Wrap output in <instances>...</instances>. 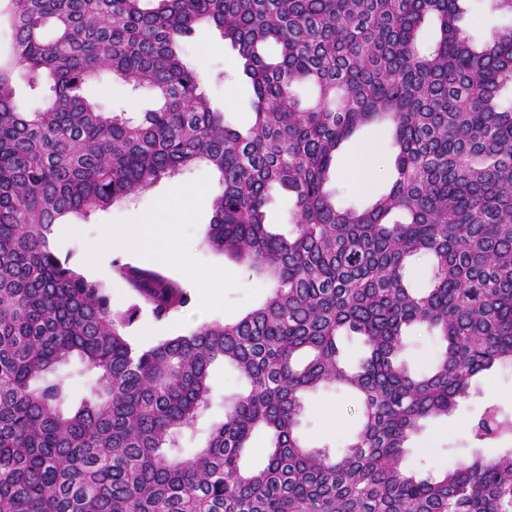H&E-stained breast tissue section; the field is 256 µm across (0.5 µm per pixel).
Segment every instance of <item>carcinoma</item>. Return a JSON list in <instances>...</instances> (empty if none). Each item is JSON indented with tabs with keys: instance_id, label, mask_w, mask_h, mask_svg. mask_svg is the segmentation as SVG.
<instances>
[{
	"instance_id": "cac0c4a2",
	"label": "carcinoma",
	"mask_w": 512,
	"mask_h": 512,
	"mask_svg": "<svg viewBox=\"0 0 512 512\" xmlns=\"http://www.w3.org/2000/svg\"><path fill=\"white\" fill-rule=\"evenodd\" d=\"M0 58V512H512V448L461 457L438 478L402 469L423 424L453 414L473 379L512 367V31L478 47L460 0H4ZM438 38L424 53L421 26ZM213 27L251 80L250 126L224 122L179 42ZM275 53H269V48ZM109 72L157 100L130 117L91 101ZM41 98L22 110L16 81ZM315 92L303 106L293 86ZM387 122L393 183L364 208L326 189L336 151ZM219 173L207 243L270 283L255 309L149 348L127 329L192 302L183 283L113 260L132 303L116 309L52 246L87 217L197 164ZM294 199V234L268 230L272 187ZM429 259L430 287L407 272ZM438 336L430 371L401 360L405 330ZM362 337L350 368L337 337ZM89 392L68 405L64 368ZM244 381L224 417L210 370ZM345 387L362 425L339 454L304 445L303 395ZM264 431L265 464L241 465ZM472 434L512 436L487 408Z\"/></svg>"
}]
</instances>
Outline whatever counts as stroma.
Returning <instances> with one entry per match:
<instances>
[{
    "mask_svg": "<svg viewBox=\"0 0 512 512\" xmlns=\"http://www.w3.org/2000/svg\"><path fill=\"white\" fill-rule=\"evenodd\" d=\"M462 8V32L478 46L506 22L503 13L494 10L490 0H464ZM180 53L184 61L200 73L204 90L212 106L223 112L226 125L234 129L245 127L251 118L254 93L249 79L240 70L236 50L224 41L218 30L202 28L181 41ZM86 94L115 111L141 112L152 103L149 92L133 90L128 83L109 74L91 81ZM364 145L372 148L374 162L368 188L361 192L351 185V170L356 153ZM392 170L389 132L377 126H365L337 150L327 187L337 202L362 206L389 189ZM179 186L192 189L189 206H161V199ZM218 190L217 174L209 166L200 164L190 171L160 179L129 201L92 214L82 220V232H74L69 223L57 226L53 236L56 252L70 257L72 264L88 279L102 283L114 307H126L130 301L127 284L113 270L114 252L101 251L92 265L87 264L86 257L113 225L136 223L141 215L149 223L168 225L166 248L173 260L157 265L151 252L145 250L125 253L127 262L144 268H160L163 274L179 281L183 272L174 259L186 253L192 257L198 272L196 281L188 285L192 295L197 297L207 289L223 286L224 305L217 309L204 308L196 301L187 310L164 321L141 313L128 330L134 345H141L146 334L158 342L187 333L204 322L236 321L266 298L269 288L262 278L249 276L236 261L213 251L206 243L213 216V198ZM437 350V337L419 327L407 330L402 357L412 372L430 369ZM491 405L512 411V368L498 365L476 377L470 396L460 401L452 416L426 422L407 443L406 468L423 475H438L452 467L459 454L472 449H480L484 455L492 457L502 449L512 448V436L480 442L471 433L472 424ZM359 411L358 399L346 389L307 393L297 432L308 447L341 451L358 428Z\"/></svg>",
    "mask_w": 512,
    "mask_h": 512,
    "instance_id": "stroma-1",
    "label": "stroma"
}]
</instances>
